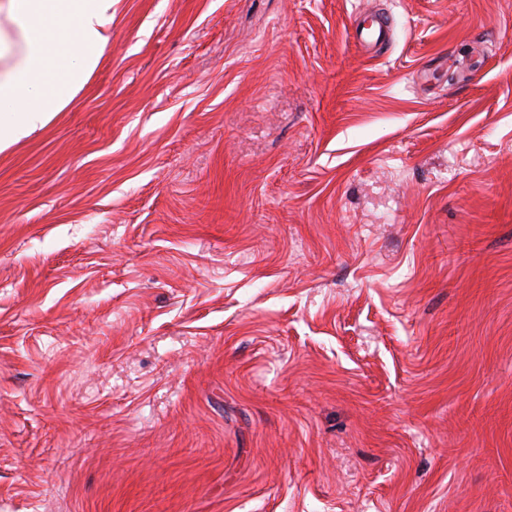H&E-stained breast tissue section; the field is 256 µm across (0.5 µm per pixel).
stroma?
<instances>
[{
  "mask_svg": "<svg viewBox=\"0 0 512 512\" xmlns=\"http://www.w3.org/2000/svg\"><path fill=\"white\" fill-rule=\"evenodd\" d=\"M0 512H512V0H116L0 154Z\"/></svg>",
  "mask_w": 512,
  "mask_h": 512,
  "instance_id": "stroma-1",
  "label": "stroma"
}]
</instances>
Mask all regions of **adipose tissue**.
I'll use <instances>...</instances> for the list:
<instances>
[{
  "label": "adipose tissue",
  "mask_w": 512,
  "mask_h": 512,
  "mask_svg": "<svg viewBox=\"0 0 512 512\" xmlns=\"http://www.w3.org/2000/svg\"><path fill=\"white\" fill-rule=\"evenodd\" d=\"M115 0H0V153L65 111L112 45Z\"/></svg>",
  "instance_id": "ef3b65f1"
}]
</instances>
